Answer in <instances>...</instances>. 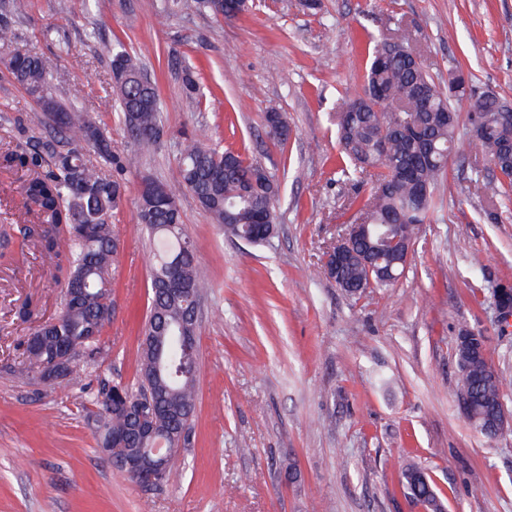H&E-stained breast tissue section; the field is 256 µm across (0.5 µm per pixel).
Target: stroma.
I'll return each mask as SVG.
<instances>
[{
  "label": "stroma",
  "instance_id": "1",
  "mask_svg": "<svg viewBox=\"0 0 512 512\" xmlns=\"http://www.w3.org/2000/svg\"><path fill=\"white\" fill-rule=\"evenodd\" d=\"M15 52L61 58L58 101L88 113L115 153L128 156L126 197L111 222L120 239L112 271V322L104 363L83 379L44 384L20 376L25 332L12 311L30 296L55 313L50 264L0 263V512H421L401 486L402 468L425 472L445 512H512V431L490 439L458 400L456 340L485 338L505 380L512 415V327L501 329L493 290L512 284V205L494 194L484 152L448 162L442 201L419 225L393 286L350 297L325 268L349 202L370 183L339 179L334 113L362 95L372 52L397 27L440 83L473 77L476 94L512 101V0H254L227 22L173 0H6ZM121 41L158 87L164 133L137 150L105 88L103 43ZM192 73L203 95L187 96ZM0 142L36 101L0 70ZM280 112L292 135H266ZM206 131L214 145L259 160L281 185L277 231L256 246L225 234L188 191L182 221L209 286L198 309L196 407L178 477L143 490L104 459L85 420L87 376L136 385L150 306V248L136 226L143 176L176 184L184 139ZM494 210L497 220H487Z\"/></svg>",
  "mask_w": 512,
  "mask_h": 512
}]
</instances>
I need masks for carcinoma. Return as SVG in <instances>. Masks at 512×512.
I'll use <instances>...</instances> for the list:
<instances>
[{
  "label": "carcinoma",
  "mask_w": 512,
  "mask_h": 512,
  "mask_svg": "<svg viewBox=\"0 0 512 512\" xmlns=\"http://www.w3.org/2000/svg\"><path fill=\"white\" fill-rule=\"evenodd\" d=\"M195 7L231 20L249 10V0H236L232 12L216 7V0H194ZM14 33L0 24V66L7 70L39 103L42 115L17 126L15 144L0 147V167L22 173L28 200L25 215L33 225L22 224V238L53 262L52 280L61 287L59 311L44 317L43 304L29 297L17 317L34 322L23 355L33 378L49 368L60 346L77 356L97 361L104 356L98 346L104 328L112 323L111 275L118 255L119 238L109 219L122 204L125 186L112 168L128 160L112 154L110 138L80 109L65 108L54 97L51 81L58 58L35 53H7ZM393 45L376 46L367 71L362 97H347L336 113V136L342 147V164L336 174L346 181L372 180L368 196L356 198L351 207L359 220L374 227V236L357 242V253L381 259L388 278L372 273L374 287L392 284L404 267L395 263L400 253L396 233L388 220L408 218L410 232L430 221L434 192L445 178L449 159L456 153L455 132L460 115L452 101L467 95L445 93L422 66L414 65L404 33ZM110 58V90L119 102L122 123L138 148L150 150L160 142L162 112L155 85L144 80L138 59L121 45L106 43ZM465 123L473 131L472 143L495 155L503 172L497 194L512 195V103L496 95L471 99ZM266 133L278 145L288 140V124L265 121ZM137 203V220L150 235L154 262L151 268V306L139 351L140 381L129 386L110 379L97 381L96 411L91 420L100 446L121 437L127 448H146L135 436L127 405L157 401L152 444L169 447L177 438L180 414L192 419L197 377V341L178 335L184 322L194 321V300L201 299L207 273L201 265L178 209V188L188 190L224 232L250 244H267L271 236L254 234L257 214L269 206L280 186L255 158L224 151L209 144L208 134L187 139L181 149L179 187L152 177ZM366 271L358 260L343 274L341 291L359 294ZM479 350L456 347L460 377L458 393L468 396L469 420L478 431L502 409L503 377L488 361L485 338L476 337ZM418 469L401 472V485L414 499L437 505L434 487L417 477Z\"/></svg>",
  "instance_id": "carcinoma-1"
}]
</instances>
